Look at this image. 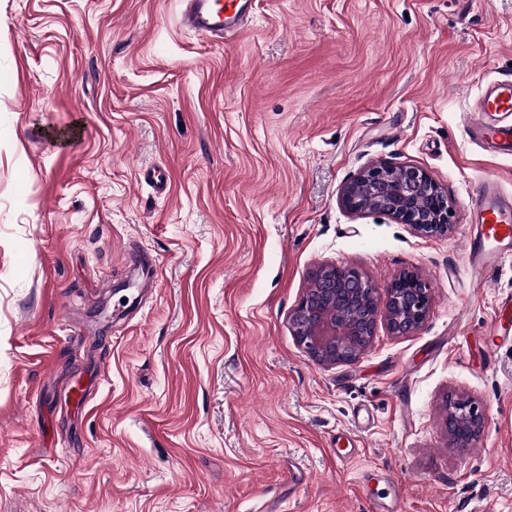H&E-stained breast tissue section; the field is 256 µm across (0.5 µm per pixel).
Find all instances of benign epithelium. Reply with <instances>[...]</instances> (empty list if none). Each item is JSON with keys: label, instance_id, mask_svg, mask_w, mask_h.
<instances>
[{"label": "benign epithelium", "instance_id": "obj_1", "mask_svg": "<svg viewBox=\"0 0 512 512\" xmlns=\"http://www.w3.org/2000/svg\"><path fill=\"white\" fill-rule=\"evenodd\" d=\"M341 207L352 215L380 212L424 237L448 232L453 202L422 168L378 162L364 169L341 191ZM431 305L428 285L411 270L395 275L380 289L356 269L326 264L312 274V286L289 320L297 343L317 363L356 360L369 346L378 319L389 332L404 336L418 330ZM446 428L456 446L466 448L484 431L485 416L470 397L452 394L445 401Z\"/></svg>", "mask_w": 512, "mask_h": 512}]
</instances>
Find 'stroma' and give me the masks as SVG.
<instances>
[{
    "label": "stroma",
    "instance_id": "1",
    "mask_svg": "<svg viewBox=\"0 0 512 512\" xmlns=\"http://www.w3.org/2000/svg\"><path fill=\"white\" fill-rule=\"evenodd\" d=\"M181 10L0 0V512H512V261L468 276L464 206L512 192L464 123L512 72V0H258L220 47ZM377 161L431 175L448 234L342 209ZM323 263L416 271L424 324L317 364L289 316ZM459 393L487 415L464 450ZM445 411L448 436L457 447L467 448L480 438L484 431L485 416L472 398L448 395Z\"/></svg>",
    "mask_w": 512,
    "mask_h": 512
}]
</instances>
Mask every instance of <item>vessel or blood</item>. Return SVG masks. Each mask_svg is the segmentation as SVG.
Returning <instances> with one entry per match:
<instances>
[{
  "label": "vessel or blood",
  "instance_id": "b4317fda",
  "mask_svg": "<svg viewBox=\"0 0 512 512\" xmlns=\"http://www.w3.org/2000/svg\"><path fill=\"white\" fill-rule=\"evenodd\" d=\"M254 0H183L181 24L208 42L223 44L225 36L247 21ZM469 137L501 155H512V77L496 80L484 91L467 123ZM472 220L466 240L469 270L481 278L512 258V193L498 179H484L470 196Z\"/></svg>",
  "mask_w": 512,
  "mask_h": 512
}]
</instances>
